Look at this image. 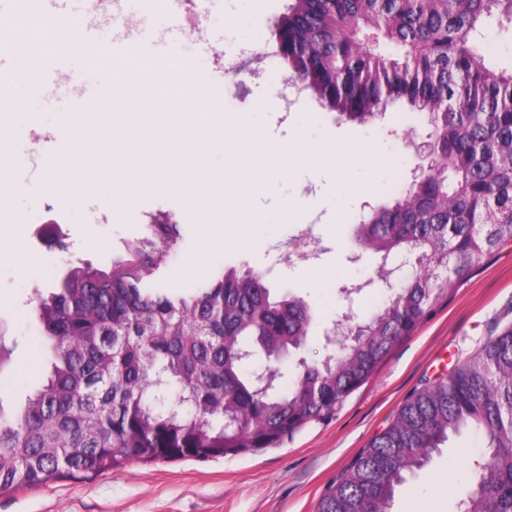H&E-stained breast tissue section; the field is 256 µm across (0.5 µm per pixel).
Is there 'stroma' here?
<instances>
[{
	"mask_svg": "<svg viewBox=\"0 0 512 512\" xmlns=\"http://www.w3.org/2000/svg\"><path fill=\"white\" fill-rule=\"evenodd\" d=\"M293 2L207 0L204 34L182 51L194 63L201 88L210 97L233 99L267 144L298 139L310 148L333 149L363 143L388 164L375 167L365 157L349 156L347 176L371 185L366 195L342 192L328 167L301 163L290 174L267 177L260 190L237 203L258 220L241 244L209 249L203 227L223 223V213L191 207L187 190L173 185L142 191L129 204L104 180L75 192L48 193L44 185L51 170L72 167L76 160L54 133L71 94L65 86L33 80L17 85L23 94L38 89L43 103L20 118L10 151L0 155V168L11 170L16 187L10 201L15 221L0 230V323L13 348L9 367L0 372L5 409L24 404L45 381L36 292H49L63 268L86 262L103 268L124 256L128 246L148 236L149 219L160 212L173 214L186 232L183 246L162 268L163 285L193 288L231 266L263 273L274 296L290 292L314 308L317 324L302 351L307 360L327 357L325 336L346 309L362 316L382 305L385 289L366 284L379 260L357 251L349 232L369 207L390 202L411 181L416 165L411 143L421 138L425 117L391 107L382 119L352 122L320 106L312 94L295 96L285 64L261 54L274 36L275 19ZM217 49L237 58L238 73L213 63ZM288 207L299 209V223H271V216ZM37 212L63 217L59 233L26 223V216ZM106 212L111 223H96ZM302 235L312 243L309 260L285 259ZM23 252L41 256L42 264L21 273ZM510 324L512 244L475 267L447 305L395 347L332 421L303 430L284 447L206 462H133L88 479H57L0 496V512H315L328 483L390 423L407 395L463 363L487 336ZM483 458L478 434L449 436L440 454L397 488L391 512H458L467 473Z\"/></svg>",
	"mask_w": 512,
	"mask_h": 512,
	"instance_id": "1",
	"label": "stroma"
}]
</instances>
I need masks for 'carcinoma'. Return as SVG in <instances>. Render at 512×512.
<instances>
[{"label":"carcinoma","instance_id":"carcinoma-1","mask_svg":"<svg viewBox=\"0 0 512 512\" xmlns=\"http://www.w3.org/2000/svg\"><path fill=\"white\" fill-rule=\"evenodd\" d=\"M512 32V0H295L281 59L327 110L360 123L394 104L425 114L439 169L353 227L362 252L411 261L403 283L322 362L296 358L288 393L262 392L246 350L309 336L299 297L275 300L252 269L174 292L156 282L183 242L168 213L109 270L77 268L36 305L51 366L15 413L0 407V496L130 462L208 461L279 448L332 420L392 350L512 242V69L489 65L482 30ZM478 433L487 460L460 512H512V325L415 389L326 487L316 512H388L396 487L449 436Z\"/></svg>","mask_w":512,"mask_h":512}]
</instances>
